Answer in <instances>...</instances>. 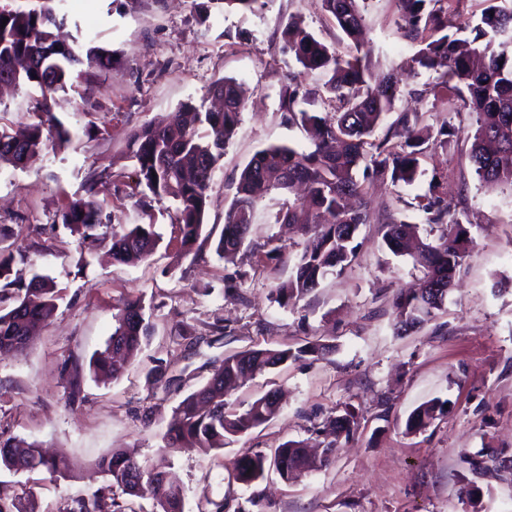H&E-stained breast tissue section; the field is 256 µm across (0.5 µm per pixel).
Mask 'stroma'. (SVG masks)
Returning <instances> with one entry per match:
<instances>
[{"mask_svg": "<svg viewBox=\"0 0 512 512\" xmlns=\"http://www.w3.org/2000/svg\"><path fill=\"white\" fill-rule=\"evenodd\" d=\"M65 41L93 42L112 55V69L77 78L54 95L53 113L75 138L67 148L46 144L22 168L0 165V248L12 252L24 278H51L61 298L28 343L0 358V431L65 460L70 477L0 467V499L35 512H64L71 499L103 486L96 462L123 448L138 461L167 456L183 491V512H204L223 500L225 512H512V475H472L464 456L512 454V186L488 185L474 174L468 150L475 119L461 101L434 104L424 90L435 71L403 67L418 48L401 27L398 0H369L363 39L373 74H395L400 93L376 138L400 113L418 112L424 124L450 122L458 136L447 149L421 157L414 182L368 185L370 221L361 225L354 261L328 276L297 305H281L286 280L302 248L297 229L276 223L286 198L267 196L251 235L233 261L211 245L198 257L177 254L176 204L165 198L139 204L136 165L127 157L130 133L146 122L168 121L181 104L199 101L217 80L246 90L233 140L208 188L204 231L221 232L239 176L254 153L271 145L310 150L303 128L280 109L289 80L310 93L306 111H332L320 73L304 70L281 39L296 20L320 41L345 50L348 42L321 0H267L256 12L228 10L216 0H65ZM41 91L33 85L0 92V126L22 132L32 123ZM440 195L461 218L474 244L466 270L444 312L407 333L393 329L392 301L417 287L423 272L383 242L387 223L418 225L417 209L433 171ZM117 173L120 184L98 188L103 215L124 224H151L161 236L137 264L112 262L107 245L90 246L59 219L95 175ZM141 297L152 332L117 380L83 376L81 403L69 407L68 369L104 349L121 299ZM327 345L258 375L231 395L248 405L280 389L279 412L219 451H162L172 410L204 385L217 361L249 348ZM170 362L178 384L167 387L151 370ZM440 399L448 406L426 428L405 430L409 414ZM356 413L350 432L336 435L329 464L285 481L277 473L246 486L236 461L252 449L306 440L314 425ZM470 495H460L462 486Z\"/></svg>", "mask_w": 512, "mask_h": 512, "instance_id": "35a3bbf8", "label": "stroma"}]
</instances>
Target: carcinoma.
<instances>
[{
    "label": "carcinoma",
    "mask_w": 512,
    "mask_h": 512,
    "mask_svg": "<svg viewBox=\"0 0 512 512\" xmlns=\"http://www.w3.org/2000/svg\"><path fill=\"white\" fill-rule=\"evenodd\" d=\"M443 0H399L401 20L419 49L404 62L409 72L443 68L437 81L426 89L436 100L462 99L475 116V133L469 162L483 182L512 185V0H488L479 22L456 25L448 20ZM336 27L352 41L348 53L322 43L298 22L288 23L281 38L306 70L321 71L324 87L336 102L324 117L298 108L299 88L288 85L280 91V109L300 123L311 150L299 152L287 146H269L258 151L242 170L236 195L225 214L224 230L216 242V254L232 260L247 240L260 203L272 193L305 187L307 199L290 202L277 222L298 224L305 240L288 280L276 287L281 304L294 305L306 298L329 274L342 272L356 257L354 240L359 226L367 223L362 206L364 182L356 170L365 164V182L410 183L418 172V156L424 144L445 148L454 141L455 127L443 123L436 133L418 130V113L403 114L385 136L373 139L376 129L392 110L397 83L388 77L378 83L371 77L360 54L359 36L364 24V0H322ZM0 82L20 86L35 84L42 99L33 110L35 121L26 138L18 139L0 130V164L15 167L35 162L44 146V132L55 133L58 144L70 143L69 131L54 122L51 95L67 90L73 70L91 75L112 70V55L98 47L59 43L54 34L64 21L58 0H37L30 9L0 7ZM209 95L223 100L212 110L205 103L188 102L175 123H150L133 131L128 154L136 163L137 185L155 198L177 201V244L183 256L198 255L207 190L212 173L224 156V148L237 133L243 97L238 85L226 79L211 87ZM97 180L85 195L70 201L60 212L61 223L85 241L102 240L96 233L102 214L98 206ZM440 183L432 177L427 191L418 196V209L425 223L440 228L433 239L417 237L418 225L403 221L386 225L384 242L395 254L413 246L411 256L423 268L420 288L400 293L393 302L395 326L407 331L428 323L442 310L446 298L426 299L435 288L450 294L470 252L458 218H448L441 206ZM159 236L152 224L127 228L112 225L109 251L118 263L145 261L155 252ZM14 258L0 250V355L21 348L31 327L49 318L57 308L59 291L53 281L39 275L25 282L11 277ZM149 332L144 305L139 297L123 300L115 314L112 335L103 350L93 354L89 369L94 374L118 379L130 356ZM325 346L308 341L296 349L260 348L238 351L224 357L211 378L184 397L174 409L162 439L167 448L203 452L218 451L237 438L268 422L279 410L278 391L271 389L241 410L227 400L243 380L263 374L290 360L319 353ZM448 401L431 400L407 418L406 431L417 432L442 414ZM299 441H286L265 452L252 451L234 467L235 480L251 484L275 471L288 481L302 470L325 465L333 453L326 446L317 461L310 459ZM475 475L489 470L511 471L512 458L492 456L464 459ZM0 465L15 470L43 468L53 479L64 478L69 465L48 459L39 448L22 439L0 435ZM98 468L107 484L85 497L72 500L66 512H125L120 496H150L156 512H182L181 489L169 482L164 463L141 464L120 449L101 457Z\"/></svg>",
    "instance_id": "carcinoma-1"
}]
</instances>
